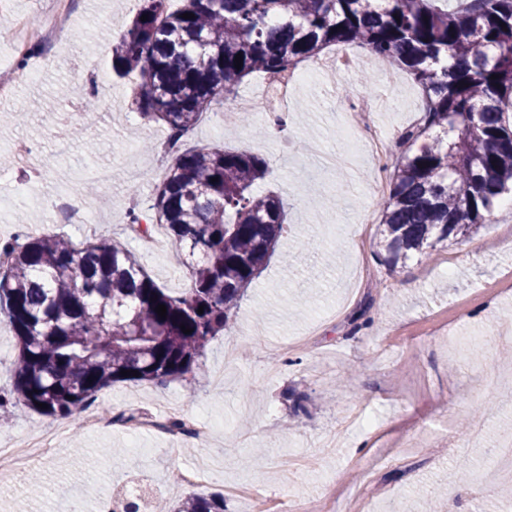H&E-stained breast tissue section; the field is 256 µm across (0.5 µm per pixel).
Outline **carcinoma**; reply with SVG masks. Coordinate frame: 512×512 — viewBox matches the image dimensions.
<instances>
[{"label":"carcinoma","mask_w":512,"mask_h":512,"mask_svg":"<svg viewBox=\"0 0 512 512\" xmlns=\"http://www.w3.org/2000/svg\"><path fill=\"white\" fill-rule=\"evenodd\" d=\"M352 44L402 60L423 92V126L403 136L381 203L379 247L395 269L472 236L512 195V0H181L174 10L165 0H140L112 46V71L136 79L139 117L179 141L248 75L276 77ZM267 174L255 155L182 149L148 213H129L131 224L148 218L146 236L163 226L191 269V287L179 296L114 240L81 247L56 234L4 242L0 316L19 349L0 407L17 399L70 418L115 383L188 380L285 230L282 202L257 189ZM177 512H224V496L189 492Z\"/></svg>","instance_id":"obj_1"}]
</instances>
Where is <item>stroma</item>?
<instances>
[{"instance_id": "35a3bbf8", "label": "stroma", "mask_w": 512, "mask_h": 512, "mask_svg": "<svg viewBox=\"0 0 512 512\" xmlns=\"http://www.w3.org/2000/svg\"><path fill=\"white\" fill-rule=\"evenodd\" d=\"M138 0H74L61 43L35 59L36 75L16 70L11 98L0 99V154L33 140L54 150L59 127L52 116H69L71 101L60 86L95 95L96 127L88 152L71 141L53 170L25 183L20 164L0 167V241L19 232L55 233L47 221L52 204L71 201L97 222L98 239L124 238L126 201L147 205L155 180L123 165L129 134L145 144V165L157 160L164 134L144 124L131 108L132 79L112 72L111 44L132 20ZM390 86L395 105L374 114L383 129L404 133L420 124L421 91L395 66H363L352 76L310 74L297 87L285 131L258 132L240 118L203 116L186 135L189 146L207 145L263 158L262 189L277 195L287 227L263 273L240 301L229 326L209 344L192 383H116L97 393L88 411L112 416L140 409L158 416L180 410L214 423L200 443L140 433L139 452L115 426L87 428L74 420L44 416L15 401L0 407V444L19 443L58 430L56 455L36 461L42 491L28 512H101L123 488L152 489L167 507L181 502L173 484L178 471L206 465L202 494H220L227 512H252L247 487L272 503L335 495L370 494L371 512H422L420 488L438 486V512H498L500 488L485 449L466 447L458 423L479 426L485 441L512 429V413L489 416L475 407L486 396L476 377L505 365L502 325L512 324V288L500 287L512 272V206L498 205L472 238L449 242L433 260L413 256L390 269L376 247L381 209L368 186L373 167L316 173L309 144L334 145L340 118L332 102L371 96ZM111 167L110 185L82 192L94 168ZM23 182V181H22ZM155 247L128 246L149 275L178 295L191 281L166 231L156 228ZM125 239V238H124ZM491 340L492 347L455 358L448 327ZM261 449L251 459L252 449Z\"/></svg>"}]
</instances>
